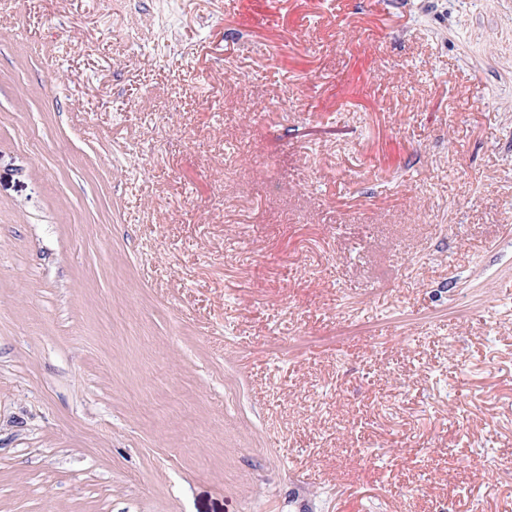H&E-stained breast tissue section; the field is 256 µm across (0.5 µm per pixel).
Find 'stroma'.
Instances as JSON below:
<instances>
[{
  "instance_id": "1",
  "label": "stroma",
  "mask_w": 512,
  "mask_h": 512,
  "mask_svg": "<svg viewBox=\"0 0 512 512\" xmlns=\"http://www.w3.org/2000/svg\"><path fill=\"white\" fill-rule=\"evenodd\" d=\"M0 512H512V0H0Z\"/></svg>"
}]
</instances>
